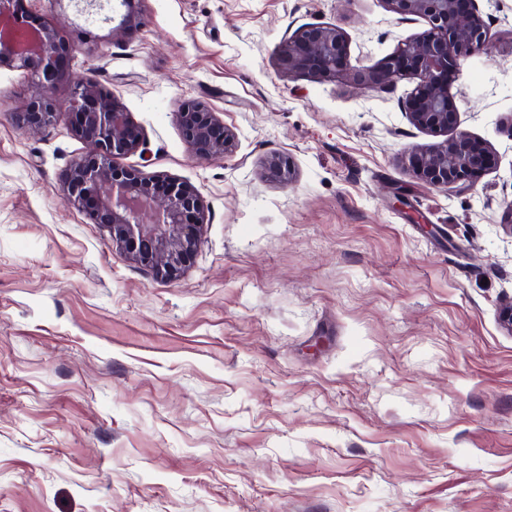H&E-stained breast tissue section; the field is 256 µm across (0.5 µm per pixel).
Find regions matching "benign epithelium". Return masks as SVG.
I'll use <instances>...</instances> for the list:
<instances>
[{
    "label": "benign epithelium",
    "mask_w": 512,
    "mask_h": 512,
    "mask_svg": "<svg viewBox=\"0 0 512 512\" xmlns=\"http://www.w3.org/2000/svg\"><path fill=\"white\" fill-rule=\"evenodd\" d=\"M19 0H0V67L23 71L32 94L19 120L32 131L69 119L72 132L88 146L72 166L64 191L66 203L89 209L109 231L112 243L132 260L165 280L177 279L197 248L204 224V205L195 189L163 175L135 180L124 175L116 160L139 147L130 133L128 114L91 74L73 83L64 102L54 91L64 79L60 65L59 31L46 21L29 19L18 10ZM124 8L112 26V36L136 18L138 0H117ZM397 15L427 20L429 29L399 46L375 70L354 75L366 89L397 75L411 74L417 85L409 106L414 126L431 133L451 128L457 111L448 95V65L483 49L488 27L475 5L467 0H385ZM290 71H308L336 78L348 72L343 32L335 25L300 30L283 49ZM185 142L200 160L222 159L235 147V137L204 104L187 103L180 113ZM497 155L457 133L411 157L414 176L432 187L475 185L497 165ZM270 164L281 181L293 179L291 162L275 155Z\"/></svg>",
    "instance_id": "7a95c632"
}]
</instances>
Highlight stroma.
<instances>
[{
    "label": "stroma",
    "mask_w": 512,
    "mask_h": 512,
    "mask_svg": "<svg viewBox=\"0 0 512 512\" xmlns=\"http://www.w3.org/2000/svg\"><path fill=\"white\" fill-rule=\"evenodd\" d=\"M487 46L448 82L454 132L498 154L433 188L405 75L373 70L428 28L384 0H139L119 37L72 0H22L65 36L139 138L133 175L194 187L201 238L173 281L63 189L87 151L18 119L0 67V512H512V0H476ZM333 24L351 76L291 72ZM236 135L197 160L178 112ZM288 157L293 181L268 166Z\"/></svg>",
    "instance_id": "35a3bbf8"
}]
</instances>
